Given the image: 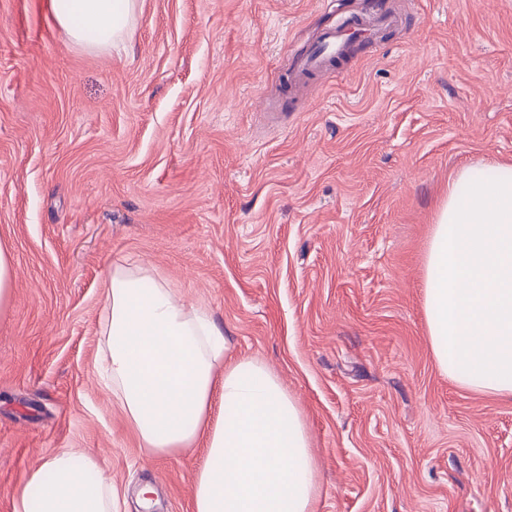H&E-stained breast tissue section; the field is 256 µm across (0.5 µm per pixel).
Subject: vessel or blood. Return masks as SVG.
Masks as SVG:
<instances>
[{
	"label": "vessel or blood",
	"instance_id": "1",
	"mask_svg": "<svg viewBox=\"0 0 512 512\" xmlns=\"http://www.w3.org/2000/svg\"><path fill=\"white\" fill-rule=\"evenodd\" d=\"M391 15L382 14L370 19L348 17L338 27L320 32L316 42L296 64L288 76L289 87H296L301 82L321 78L334 63L347 55L352 37L371 38L374 31L393 25Z\"/></svg>",
	"mask_w": 512,
	"mask_h": 512
}]
</instances>
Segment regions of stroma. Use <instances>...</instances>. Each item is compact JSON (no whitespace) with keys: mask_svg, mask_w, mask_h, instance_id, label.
I'll use <instances>...</instances> for the list:
<instances>
[{"mask_svg":"<svg viewBox=\"0 0 512 512\" xmlns=\"http://www.w3.org/2000/svg\"><path fill=\"white\" fill-rule=\"evenodd\" d=\"M397 26L323 83L294 53L377 7ZM512 164V0H137L118 43L0 0V512L72 449L112 512H193L203 445L142 455L96 371L114 263L205 307L302 409L314 512H512V397L433 357L423 264L464 169ZM12 299V257L8 250L0 245V308L8 307Z\"/></svg>","mask_w":512,"mask_h":512,"instance_id":"obj_1","label":"stroma"}]
</instances>
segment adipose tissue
Returning a JSON list of instances; mask_svg holds the SVG:
<instances>
[{"mask_svg": "<svg viewBox=\"0 0 512 512\" xmlns=\"http://www.w3.org/2000/svg\"><path fill=\"white\" fill-rule=\"evenodd\" d=\"M135 0H48L78 43L120 37ZM424 316L440 371L512 396V165L490 181L460 172L435 218ZM101 377L148 456L204 444L194 512H313L315 464L303 413L278 376L234 358L201 306L143 266L113 264L102 315ZM218 419H211L212 405ZM13 512H112L96 460L61 451L20 485Z\"/></svg>", "mask_w": 512, "mask_h": 512, "instance_id": "obj_1", "label": "adipose tissue"}]
</instances>
